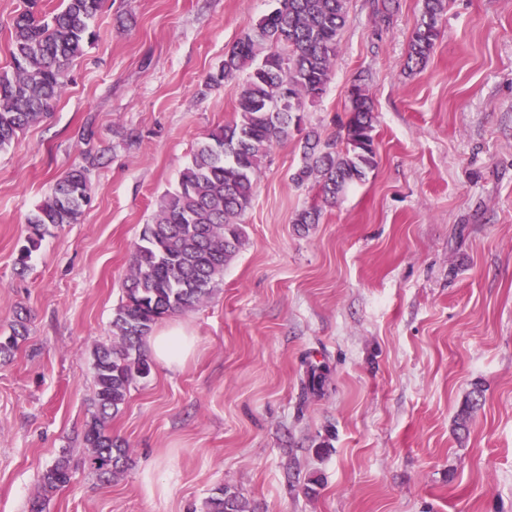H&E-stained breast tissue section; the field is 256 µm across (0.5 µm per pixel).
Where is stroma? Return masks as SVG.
Segmentation results:
<instances>
[{
	"label": "stroma",
	"mask_w": 512,
	"mask_h": 512,
	"mask_svg": "<svg viewBox=\"0 0 512 512\" xmlns=\"http://www.w3.org/2000/svg\"><path fill=\"white\" fill-rule=\"evenodd\" d=\"M349 0L336 64L302 130L332 135L362 84L376 165L319 223L294 214L301 132L274 147L245 241L204 304L167 318L196 338L153 364L112 420L129 465L104 483L82 432L90 351L112 335L132 247L196 144L235 119L241 80L206 86L273 0H106L53 115L0 153V512H202L227 486L253 512H512V0H450L424 68H408L420 0ZM91 199L15 273L27 219L85 156ZM325 373L320 390L311 371ZM467 430L457 415L474 385ZM28 315L26 312L17 311L14 320L10 324L8 335L0 334V360L9 361L19 349L20 343L28 336ZM71 478L70 459L63 453L42 472L39 491L30 501L29 512H45L53 494L67 486Z\"/></svg>",
	"instance_id": "1"
}]
</instances>
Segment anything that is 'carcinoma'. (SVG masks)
<instances>
[{
	"mask_svg": "<svg viewBox=\"0 0 512 512\" xmlns=\"http://www.w3.org/2000/svg\"><path fill=\"white\" fill-rule=\"evenodd\" d=\"M277 6L243 33L224 54L209 84L247 77L238 100V117L211 132L192 151L178 186L163 194L150 222L133 246L122 297L112 313V338L91 351L95 398L83 432L89 448L85 463L98 479L110 481L128 466L126 443L112 435L110 423L126 406L131 388L149 376L145 349L157 323L206 302L221 284L224 267L241 248L240 218L255 193V176L275 145L300 130L305 100L325 93L336 63L348 0H275ZM39 0H26L9 27L11 71L0 72V152L29 127L51 117L69 82V68L95 36L92 24L104 0H61L50 13ZM448 0H421L420 16L408 42L407 64L423 66L442 34ZM346 122L336 137L311 129L302 138L297 185L318 187L324 203H334L353 182L376 165V116L361 85L349 91ZM72 168L55 181L27 220V236L16 261L25 274L32 252L49 227L76 224L90 199L89 167ZM317 204L294 214L303 228L320 223ZM28 315L16 312L10 333L0 334V360L8 361L28 336ZM482 398L471 391L457 417L467 429ZM72 478L62 454L41 474L29 512H46L50 498ZM204 512H252L238 492L220 487Z\"/></svg>",
	"mask_w": 512,
	"mask_h": 512,
	"instance_id": "1",
	"label": "carcinoma"
}]
</instances>
